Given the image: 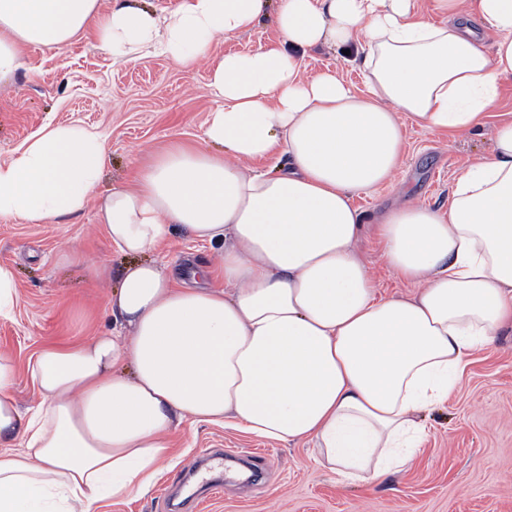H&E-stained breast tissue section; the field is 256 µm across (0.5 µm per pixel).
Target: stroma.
Returning a JSON list of instances; mask_svg holds the SVG:
<instances>
[{
    "mask_svg": "<svg viewBox=\"0 0 512 512\" xmlns=\"http://www.w3.org/2000/svg\"><path fill=\"white\" fill-rule=\"evenodd\" d=\"M277 0H266L248 33L216 40L209 56L184 68L163 55L120 61L81 37L63 48L28 47L25 66L0 83V161L9 160L46 126L78 124L101 132L107 159L95 196L128 184L149 153L175 142L200 144L202 125L216 103L208 80L213 58L248 52L279 39ZM512 121V84L484 125L466 136L407 127L405 164L394 185L353 198L372 215L397 193L447 207L460 169L488 153L495 128ZM360 248L373 282L386 296L413 288L386 267L375 237ZM183 270L214 265L216 252L191 240L180 226L154 252ZM126 257L112 248L94 207L54 224L0 218V266L14 276L10 318H0V352L17 366L14 396L21 408L39 401L27 365L45 345L77 342L115 325L108 300ZM105 267L95 277L90 265ZM428 437L411 465L369 482L341 483L313 459L311 444L269 442L221 425L184 422L174 433L175 458L149 490L108 498L99 512H170L171 498L187 499L185 512H512V331L477 352L459 389L426 414Z\"/></svg>",
    "mask_w": 512,
    "mask_h": 512,
    "instance_id": "stroma-1",
    "label": "stroma"
}]
</instances>
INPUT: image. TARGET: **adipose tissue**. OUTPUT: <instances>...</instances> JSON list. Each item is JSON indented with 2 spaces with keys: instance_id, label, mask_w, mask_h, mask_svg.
<instances>
[{
  "instance_id": "adipose-tissue-1",
  "label": "adipose tissue",
  "mask_w": 512,
  "mask_h": 512,
  "mask_svg": "<svg viewBox=\"0 0 512 512\" xmlns=\"http://www.w3.org/2000/svg\"><path fill=\"white\" fill-rule=\"evenodd\" d=\"M264 0H178L162 13L113 0H0V81L23 46L94 34L114 57L167 55L188 68L213 42L252 29ZM281 39L211 68L203 139L141 164L133 184L93 198L102 134L56 125L0 163V217L52 224L96 204L131 256L109 301L115 327L42 348L28 365L40 401L22 413L0 352V512H98L146 492L180 423L311 443L343 481L405 469L425 412L453 395L472 353L512 330V122L456 177L447 207L410 198L365 218L352 200L392 182L404 129L468 134L512 78V0H279ZM494 33L485 44L484 33ZM363 71L305 76L317 48ZM284 156L272 172L258 161ZM180 225L217 244L224 285L178 283L144 261ZM376 229L388 267L414 286L384 297L360 243Z\"/></svg>"
}]
</instances>
